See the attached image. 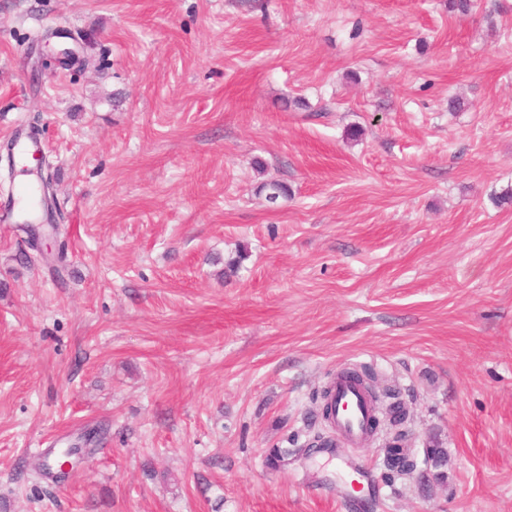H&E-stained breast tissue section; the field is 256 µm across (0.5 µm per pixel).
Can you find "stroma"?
I'll list each match as a JSON object with an SVG mask.
<instances>
[{
	"instance_id": "1",
	"label": "stroma",
	"mask_w": 512,
	"mask_h": 512,
	"mask_svg": "<svg viewBox=\"0 0 512 512\" xmlns=\"http://www.w3.org/2000/svg\"><path fill=\"white\" fill-rule=\"evenodd\" d=\"M20 133L59 231L0 177V512H512V0H0ZM353 368L413 476L385 418L313 446ZM394 445H398L401 448L400 453L389 454L387 452L389 446ZM385 461L389 471L400 475L412 474L417 467L415 460L410 457L407 449L402 448L401 445L396 443L390 444L387 448H385Z\"/></svg>"
}]
</instances>
